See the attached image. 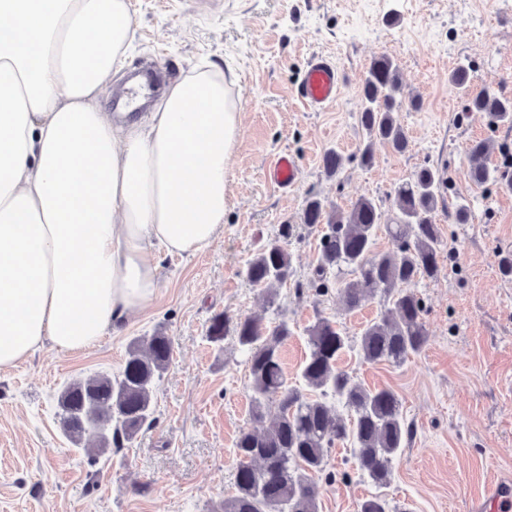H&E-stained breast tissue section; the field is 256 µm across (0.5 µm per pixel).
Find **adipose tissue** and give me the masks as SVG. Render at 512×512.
Returning <instances> with one entry per match:
<instances>
[{"mask_svg": "<svg viewBox=\"0 0 512 512\" xmlns=\"http://www.w3.org/2000/svg\"><path fill=\"white\" fill-rule=\"evenodd\" d=\"M134 34L125 0H0V370L91 351L158 295L154 249L224 226L230 84L212 64L147 120L111 119L101 86Z\"/></svg>", "mask_w": 512, "mask_h": 512, "instance_id": "adipose-tissue-1", "label": "adipose tissue"}]
</instances>
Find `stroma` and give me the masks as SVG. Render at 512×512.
Segmentation results:
<instances>
[{"label":"stroma","instance_id":"stroma-1","mask_svg":"<svg viewBox=\"0 0 512 512\" xmlns=\"http://www.w3.org/2000/svg\"><path fill=\"white\" fill-rule=\"evenodd\" d=\"M135 36L120 69L102 84L104 109L125 74L156 65L171 78L198 64L234 74L239 141L227 160L224 228L195 255L156 256L161 290L142 312L103 337L93 351L63 355L43 348L0 371V512H219L234 491L239 432L252 422L249 373L233 337L214 346L209 318L261 311L259 289L241 271L269 239L289 229L295 271L277 302L294 334L282 348L288 378L307 354L304 329L316 314L337 320L350 336L380 312L379 303L346 311L336 291L316 295L308 283L320 235L301 222L308 193L349 208L358 198L380 200L418 167L430 165L452 181L438 203L444 259L437 279L420 282L429 339L404 363L369 364L344 353L340 365L369 387L400 397L411 432L388 485L360 476L350 452L337 446L319 482V512H359L382 494L392 512H467L490 481L512 475V275L499 255H512V126L488 128L478 113H463L467 96L491 88L512 97V9L490 13L489 0H127ZM328 57L344 86L336 103L306 109L295 90L311 56ZM400 66L409 98L397 113L410 144L397 154L373 146L370 167L348 163L327 177L330 149L355 153L365 140L358 122L359 91L375 57ZM472 69L461 92L448 76L457 64ZM491 139L488 161L498 179L476 189L467 151ZM298 160L295 186L266 181L269 158ZM473 202L471 223L448 221L449 204ZM168 336L172 359L157 383L154 420L135 439L96 457L65 436L56 406L76 378L118 372L131 341Z\"/></svg>","mask_w":512,"mask_h":512}]
</instances>
